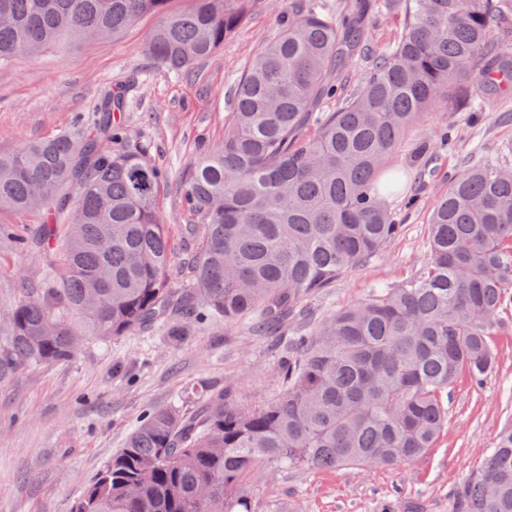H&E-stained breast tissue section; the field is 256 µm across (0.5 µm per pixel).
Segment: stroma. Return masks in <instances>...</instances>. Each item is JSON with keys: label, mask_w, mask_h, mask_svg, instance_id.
<instances>
[{"label": "stroma", "mask_w": 512, "mask_h": 512, "mask_svg": "<svg viewBox=\"0 0 512 512\" xmlns=\"http://www.w3.org/2000/svg\"><path fill=\"white\" fill-rule=\"evenodd\" d=\"M284 12L269 0H249L240 27L223 47L174 79L144 52L157 25L142 16L119 39L64 47L20 59L0 71V152L78 126L106 91L128 84L120 121L125 143L168 168L175 182L162 188L157 206L167 228L174 287H184L199 250L203 216L185 204L178 188L202 147L224 140L228 98L236 80L280 31ZM370 56L347 65L335 96L318 112H333L363 86ZM458 138L442 146V120ZM512 162V111L443 112L430 107L404 134L389 166L405 173L403 190L389 208L400 236L334 287L309 297L317 319L371 298L375 288L413 277L426 261L428 220L440 194L463 170L479 162ZM44 218L35 211L0 210V349L10 315L26 287L39 288L57 272V257L22 249L16 234H34ZM274 337L255 336L242 322L211 323L174 336L169 325L136 330L102 346L84 340L64 363L17 367L0 379V512H71L74 502L122 448L146 410L183 401L229 384L248 407L264 404L279 381ZM497 365L481 388L459 378L445 404L448 426L433 448L411 464L393 468L266 469L255 498L276 499L292 512H379L384 503L421 504L449 512L451 491L481 462L496 434L512 422V325L492 338Z\"/></svg>", "instance_id": "35a3bbf8"}]
</instances>
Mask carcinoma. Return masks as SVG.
Segmentation results:
<instances>
[{
  "label": "carcinoma",
  "instance_id": "cac0c4a2",
  "mask_svg": "<svg viewBox=\"0 0 512 512\" xmlns=\"http://www.w3.org/2000/svg\"><path fill=\"white\" fill-rule=\"evenodd\" d=\"M245 2L174 11L169 0H0V68L95 35L118 39L153 14L144 50L180 74L224 45ZM391 4L290 10L238 79L224 143L200 153L185 185L206 217L187 288L168 276L156 205L165 173L123 147L115 122L124 86L78 131L0 153V202L42 212L35 244L68 270L13 308L0 376L71 359L76 333L108 342L173 318L262 331L375 258L399 232L386 205L399 177L380 172L404 132L440 100L494 110L512 95V0H400L399 39L375 53L360 92L303 137L336 67L366 38L350 12ZM104 271L105 287L92 288ZM507 309L512 166L488 163L439 197L420 273L286 339L268 402L246 407L226 385L189 410H147L72 512H283L253 497L256 469L407 464L445 429L458 376L479 387L495 368L490 336L512 322ZM451 501L452 512H512V427Z\"/></svg>",
  "mask_w": 512,
  "mask_h": 512
}]
</instances>
